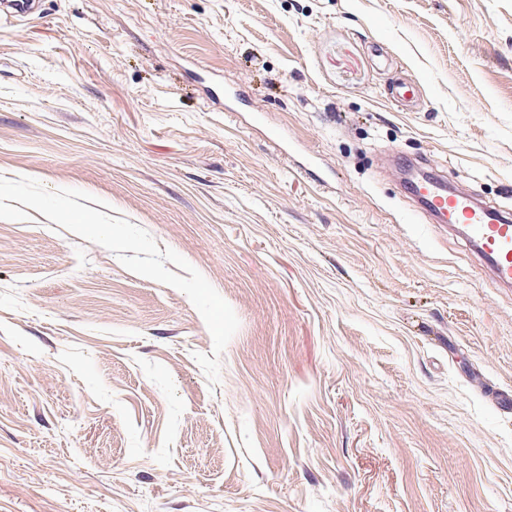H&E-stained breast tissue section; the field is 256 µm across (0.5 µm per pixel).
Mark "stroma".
I'll return each mask as SVG.
<instances>
[{
  "label": "stroma",
  "mask_w": 512,
  "mask_h": 512,
  "mask_svg": "<svg viewBox=\"0 0 512 512\" xmlns=\"http://www.w3.org/2000/svg\"><path fill=\"white\" fill-rule=\"evenodd\" d=\"M35 7L0 24V512H512V288L395 168L512 209V0Z\"/></svg>",
  "instance_id": "obj_1"
}]
</instances>
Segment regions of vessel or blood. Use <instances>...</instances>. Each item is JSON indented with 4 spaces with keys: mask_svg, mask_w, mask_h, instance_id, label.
<instances>
[{
    "mask_svg": "<svg viewBox=\"0 0 512 512\" xmlns=\"http://www.w3.org/2000/svg\"><path fill=\"white\" fill-rule=\"evenodd\" d=\"M32 0H0V23L12 22L31 13ZM417 210L433 222L462 225L477 256L485 262L493 281L512 288V218L497 207L479 203L467 193L449 189L443 176L411 182Z\"/></svg>",
    "mask_w": 512,
    "mask_h": 512,
    "instance_id": "b4317fda",
    "label": "vessel or blood"
}]
</instances>
